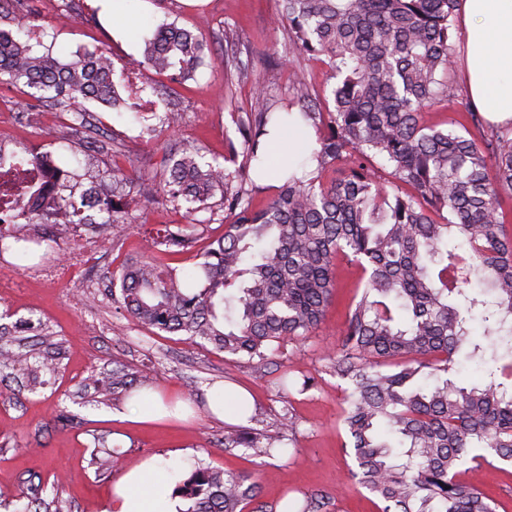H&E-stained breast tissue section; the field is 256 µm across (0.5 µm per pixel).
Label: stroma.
I'll return each mask as SVG.
<instances>
[{"mask_svg": "<svg viewBox=\"0 0 512 512\" xmlns=\"http://www.w3.org/2000/svg\"><path fill=\"white\" fill-rule=\"evenodd\" d=\"M28 3V13L8 15V23L38 19L54 52L69 54L98 45L123 59L141 51L143 31L134 29L126 41L117 38L94 0ZM278 11V0H129L132 20L145 19L153 27L174 23L201 35L216 66L185 83L167 74L137 73L130 90H143L145 98L167 103L183 115L177 126L150 139L140 137L132 112L118 114L86 103L90 125L83 141L101 138L107 144L97 154L100 169L121 170L136 185L175 147L196 148L208 161L223 159L228 141L240 139L236 122L249 111L257 88L265 87L277 103L287 102L289 72L295 65L305 69L316 94H329L334 81L324 58L292 53L286 24L274 22ZM230 50L246 67L231 88L223 67ZM452 78L457 94L426 107L430 123L461 118L473 107L462 65H455ZM31 103L28 88L0 84V141L53 152L65 168H78L83 155L72 150L68 126L48 123L52 106L47 102L40 104L38 118H30ZM127 217V223L106 230L114 247L96 248L89 228L61 242L63 253L97 252L93 264L71 281L35 278L31 268L41 252L22 261L12 240L0 242V329L14 333L13 350L46 356L54 366L34 389L25 378L0 373V512H19L27 491L58 501L63 512H104L117 480L152 456L166 469L191 458L250 474L261 487L263 501L275 505L287 500L288 512H301L305 494L317 490L337 494L339 512H376L370 495L352 477L354 459L344 446L340 425L344 383L329 371V356L341 339L359 270L340 265L327 317L305 342L284 346L282 355L261 369L235 364L210 344L154 334L116 308L109 292L111 277L130 258L148 255L190 277L198 275L191 254L162 252L153 245L158 229L184 223L182 209L158 198L130 204ZM118 367L143 378V385L100 391L95 375ZM284 374L295 384L287 394L276 387ZM307 376L317 377V387L298 392ZM222 383L252 394L253 419L244 428L265 438H276L277 416L293 408L301 422L295 444L272 457L225 451L224 432L236 424L233 400L225 398L222 420L208 408L210 391ZM138 394L162 399L169 407L186 400L194 415L185 421L145 420L143 406L134 400ZM460 478L491 495L496 512H512L511 464H485L463 471Z\"/></svg>", "mask_w": 512, "mask_h": 512, "instance_id": "35a3bbf8", "label": "stroma"}]
</instances>
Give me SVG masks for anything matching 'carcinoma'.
<instances>
[{
  "label": "carcinoma",
  "mask_w": 512,
  "mask_h": 512,
  "mask_svg": "<svg viewBox=\"0 0 512 512\" xmlns=\"http://www.w3.org/2000/svg\"><path fill=\"white\" fill-rule=\"evenodd\" d=\"M299 52L323 56L336 84L322 105L305 74L291 75L298 111L277 107L259 89L253 112L239 124L244 165L228 143L224 162L185 147L164 159L139 186L149 201L162 195L185 206L186 223L165 228L155 243L189 252L197 215L224 225V235L200 256L202 286L152 258L124 266L115 303L156 334L206 342L233 362L258 368L280 347L305 340L325 320L345 260L361 271L363 290L348 307L340 348L330 369L346 381L341 424L358 484L378 512H495V502L457 478L459 468L488 457L512 464V224L501 195H512V128L477 140L454 121L440 128L423 106L454 96L455 17L459 0H279ZM30 30L0 27V82L36 90L70 128L85 127L84 103L120 109L112 61L99 47L61 56L36 50ZM204 39L174 24L144 40L138 70L176 80L213 67ZM150 137L178 121L176 112L137 113ZM296 123L313 132L311 155L299 167L283 162L281 184L260 208L263 190L243 168L268 173L269 134L288 135ZM348 168L326 173L338 162ZM96 157L83 173L69 170L38 211L26 209L21 182L0 186L14 211L0 215L15 240L33 224H52L51 242L69 237L76 190L103 178ZM388 172V177L378 172ZM127 178L112 171V198L102 199L100 223L125 224ZM219 202H213L214 198ZM480 314L485 344L471 336ZM464 355L485 370L480 385L461 387L449 375ZM39 383L49 362L0 343V370ZM135 375L117 368L98 383L117 387ZM300 422L288 408L276 418L278 440L292 443ZM224 447L271 456L279 449L233 430ZM186 512H267L250 476L197 461L177 487ZM334 497L310 493L302 512H333Z\"/></svg>",
  "instance_id": "obj_1"
}]
</instances>
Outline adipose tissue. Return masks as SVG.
Here are the masks:
<instances>
[{"instance_id":"obj_1","label":"adipose tissue","mask_w":512,"mask_h":512,"mask_svg":"<svg viewBox=\"0 0 512 512\" xmlns=\"http://www.w3.org/2000/svg\"><path fill=\"white\" fill-rule=\"evenodd\" d=\"M460 10L470 97L491 123H512V0H461ZM180 479L142 461L114 485L106 512H177Z\"/></svg>"}]
</instances>
